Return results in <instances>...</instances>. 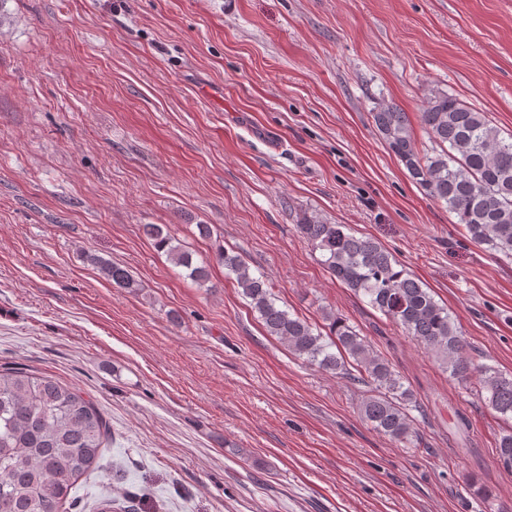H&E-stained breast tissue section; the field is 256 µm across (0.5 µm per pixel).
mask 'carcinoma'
<instances>
[{
    "mask_svg": "<svg viewBox=\"0 0 512 512\" xmlns=\"http://www.w3.org/2000/svg\"><path fill=\"white\" fill-rule=\"evenodd\" d=\"M373 119L410 177L448 206L474 243L512 257V135L503 137L484 113L444 90L430 94L420 112L434 144L424 155L413 143L402 109L387 105ZM296 231L320 253L321 264L336 281L400 326L458 383L478 379L488 405L512 418V375L474 362L448 307L411 278L384 246L312 213L300 217ZM144 232L188 278L199 285L209 281L208 267L194 263L163 225L146 224ZM90 261L113 286L129 292L139 288L126 268L97 256ZM217 261L234 276L268 335L323 371L340 377L356 371L371 386L360 402L364 419L391 440L412 443L417 436L410 414L414 394L366 337L331 310L323 314L322 329L281 308L268 280L255 275L239 254L222 249ZM110 440L109 422L81 391L49 375L1 368L0 512H61L75 482L96 465ZM497 449L500 462L511 470L512 430L499 437Z\"/></svg>",
    "mask_w": 512,
    "mask_h": 512,
    "instance_id": "carcinoma-1",
    "label": "carcinoma"
}]
</instances>
